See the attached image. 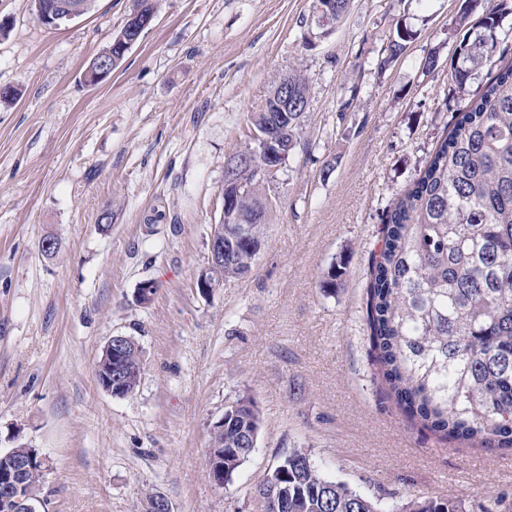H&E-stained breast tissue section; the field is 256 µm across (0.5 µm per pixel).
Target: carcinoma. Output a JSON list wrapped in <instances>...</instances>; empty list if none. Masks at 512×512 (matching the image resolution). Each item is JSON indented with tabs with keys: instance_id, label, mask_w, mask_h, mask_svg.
I'll return each instance as SVG.
<instances>
[{
	"instance_id": "1",
	"label": "carcinoma",
	"mask_w": 512,
	"mask_h": 512,
	"mask_svg": "<svg viewBox=\"0 0 512 512\" xmlns=\"http://www.w3.org/2000/svg\"><path fill=\"white\" fill-rule=\"evenodd\" d=\"M63 11L77 4L88 14L94 0H34ZM313 0L317 23L338 20L349 0ZM478 17L473 24L468 20ZM512 14V0H465L458 26H468L451 57V80L466 90L497 47V30ZM411 39L389 37L378 65L399 59ZM271 94L252 113V127L280 120ZM302 112L288 113L280 133L288 153L298 146ZM237 208L256 223L241 233L224 224V263L208 266L220 284L252 270L267 224L270 181L245 167ZM378 254L372 256L367 321L382 378L405 414L441 437L489 451L512 448V64L488 78L454 119L412 185L386 215ZM131 375L121 395L140 380V350L126 340ZM260 417L242 396L224 408V428L210 429L211 448L224 450V482H230L256 447ZM279 512H512L495 496L469 508L462 497L411 499L384 511L379 498L325 476L310 451L296 448L271 472ZM37 494L40 463L23 477Z\"/></svg>"
}]
</instances>
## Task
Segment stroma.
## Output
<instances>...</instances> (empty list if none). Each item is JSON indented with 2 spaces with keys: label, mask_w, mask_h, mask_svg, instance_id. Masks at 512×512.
<instances>
[{
  "label": "stroma",
  "mask_w": 512,
  "mask_h": 512,
  "mask_svg": "<svg viewBox=\"0 0 512 512\" xmlns=\"http://www.w3.org/2000/svg\"><path fill=\"white\" fill-rule=\"evenodd\" d=\"M312 2L157 0L153 27L89 87L87 61L133 0H96L55 30L32 0H0V87L17 92L0 103V453L45 458L41 512H143L149 491L173 512H260L257 487L295 448L389 503L512 499V451L407 422L366 320L386 212L478 89L457 92L450 78L448 30L464 0H351L321 26ZM402 28L413 34L404 54L378 69ZM294 68L309 108L272 179L252 271L200 295L224 162ZM155 210L163 223H147ZM340 260L339 288L324 289ZM148 279L157 290L143 305ZM114 335L141 349L140 382L124 397L95 373ZM242 396L260 413L257 445L219 487L206 467L210 427Z\"/></svg>",
  "instance_id": "1"
}]
</instances>
